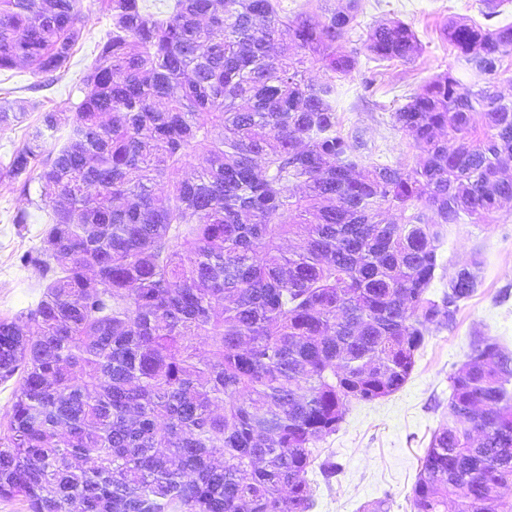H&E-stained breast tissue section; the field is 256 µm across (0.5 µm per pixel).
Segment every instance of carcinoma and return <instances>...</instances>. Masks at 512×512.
I'll return each mask as SVG.
<instances>
[{
    "mask_svg": "<svg viewBox=\"0 0 512 512\" xmlns=\"http://www.w3.org/2000/svg\"><path fill=\"white\" fill-rule=\"evenodd\" d=\"M483 2L485 23L444 29L471 83L439 74L392 113L422 155L410 167L371 162L365 130L338 129L359 0L292 17L281 0H100L112 30L83 98L41 113L5 165L11 190L38 182L47 227L19 256L45 280L38 300L0 317V382L16 380L1 499L308 512L314 444L351 402L400 390L424 336L482 284L477 252L428 297L448 226L489 225L512 201V101L489 82L512 23ZM82 36L80 0H0V71L50 76ZM363 48L409 63L417 38L387 20ZM25 116L0 102V127ZM449 389L413 512H512V355L475 339Z\"/></svg>",
    "mask_w": 512,
    "mask_h": 512,
    "instance_id": "carcinoma-1",
    "label": "carcinoma"
}]
</instances>
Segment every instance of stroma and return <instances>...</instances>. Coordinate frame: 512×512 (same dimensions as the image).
<instances>
[{
  "label": "stroma",
  "mask_w": 512,
  "mask_h": 512,
  "mask_svg": "<svg viewBox=\"0 0 512 512\" xmlns=\"http://www.w3.org/2000/svg\"><path fill=\"white\" fill-rule=\"evenodd\" d=\"M481 8V0H360L349 47L361 48L369 28L387 19L410 25L420 43L411 62L380 67L363 57L351 76L337 82L340 126L364 128L375 146V161L416 164L419 152L394 128L391 114L435 75L449 71L464 77L443 29L452 19L481 20ZM81 12L84 36L67 67L53 80L23 65L0 72V99L29 104L26 123L0 130V162L8 161L10 153L22 145L27 123L35 122L41 112L66 100H81L82 78L111 28L97 0H82ZM28 206L26 196L9 191L0 180V316L12 317L25 310L43 286L32 270L17 264L18 255L42 241L40 212H33L22 230L9 221L15 211ZM477 249L485 257L482 285L462 305L456 326L427 337L410 378L399 391L370 403L350 404L339 430L318 441L321 459L332 462L336 474L327 479L320 471L310 472L311 512H363L366 504L379 500L388 502L390 512H411L410 495L420 458L448 411L449 375L465 362L477 337L498 340L512 350V295L503 294L505 288H512V202L503 206L492 225L449 227L439 249L442 266L434 293L446 288L449 276Z\"/></svg>",
  "instance_id": "35a3bbf8"
}]
</instances>
